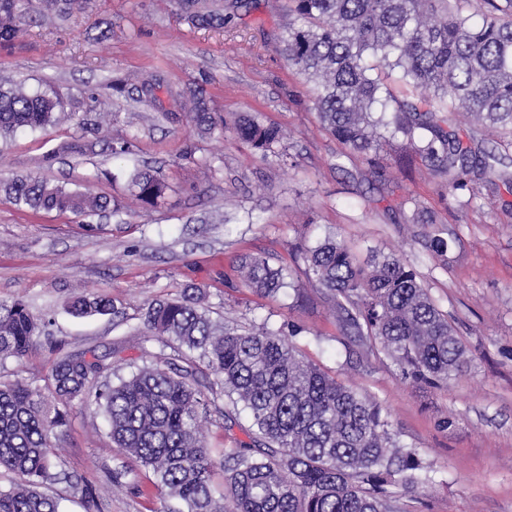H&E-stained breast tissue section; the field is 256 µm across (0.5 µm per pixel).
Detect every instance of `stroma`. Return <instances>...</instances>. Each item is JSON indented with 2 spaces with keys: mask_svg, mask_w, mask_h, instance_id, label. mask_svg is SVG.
<instances>
[{
  "mask_svg": "<svg viewBox=\"0 0 512 512\" xmlns=\"http://www.w3.org/2000/svg\"><path fill=\"white\" fill-rule=\"evenodd\" d=\"M287 0H252L224 27V0L201 19L180 0H84L61 17L43 0H23L19 34L0 47V86L58 99L63 119L0 140V177L32 175L107 197L117 214L87 218L32 212L0 195V301H24L51 317L49 336L0 378H47L54 361L94 346L117 350L121 376L162 345L151 336L149 303L202 287L213 321L247 330L261 323L299 328L305 359L375 399L402 444L431 463L434 480L399 500L401 512H512V182L468 174L456 189L428 172L414 144L387 138L376 164L347 155L322 126L309 89L280 53ZM160 72L156 100L130 79ZM204 89L226 120L250 113L279 125L288 156L262 157L232 130L192 129L180 99ZM135 144L133 160L169 189L146 207L111 146ZM430 211L434 225L416 213ZM448 241L446 259L425 247L430 228ZM343 242L358 262L401 258L415 269L465 347L468 366L448 385L405 381L378 346L343 335L309 277L306 249ZM246 254L269 257L284 286L262 297L237 272ZM77 295L110 298L116 313L78 318ZM204 427L214 459L246 439L251 421L226 397ZM452 421L438 427L441 418ZM54 443L61 476L51 491L61 512H86L80 489L96 485L101 512H161L146 496L152 475L113 447L102 417L74 403ZM122 472L113 483V472Z\"/></svg>",
  "mask_w": 512,
  "mask_h": 512,
  "instance_id": "1",
  "label": "stroma"
}]
</instances>
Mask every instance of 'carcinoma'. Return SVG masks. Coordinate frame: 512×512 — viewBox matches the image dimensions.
Wrapping results in <instances>:
<instances>
[{
	"instance_id": "1",
	"label": "carcinoma",
	"mask_w": 512,
	"mask_h": 512,
	"mask_svg": "<svg viewBox=\"0 0 512 512\" xmlns=\"http://www.w3.org/2000/svg\"><path fill=\"white\" fill-rule=\"evenodd\" d=\"M21 0H0V46L16 39ZM471 0H288L283 52L314 86L313 104L325 128L351 154L374 161L384 132L401 133L435 174L497 172L494 151L462 147L442 126L443 113L465 112L489 127L512 130V0H482V23L464 14ZM69 14L82 0H44ZM397 71L411 99L401 100L380 77ZM161 88L153 72L139 81L141 97ZM58 101L23 87H0V135L55 124ZM190 122L216 125L199 95ZM233 130L262 156L282 158L283 131L255 116H237ZM138 200L155 206L167 185L133 169ZM0 192L34 211L78 216L110 209V200L31 176L0 179ZM311 279L338 312L344 334L380 344L402 377L439 388L462 373L465 348L448 314L398 257L360 265L348 248L329 238L306 251ZM241 273L261 295L277 293L282 270L269 259L246 256ZM200 287L149 303L144 320L152 335L188 354V366L171 371L160 362L111 381L112 362L92 347L52 365L47 383L0 380V470L11 476L0 489V512H60L49 493L59 456L51 436L67 426L75 400L98 410L112 442L152 473L154 488L187 512H398V491L413 494L430 483L431 466L397 439L375 400L336 381L299 357V329L262 323L239 332L212 321ZM76 316L115 311L105 296L78 297ZM49 321L15 300L0 302V364L19 361L48 335ZM211 372L233 403L251 415L257 433L238 441L215 462L203 424L215 399L197 375ZM224 473L225 492L213 483Z\"/></svg>"
}]
</instances>
